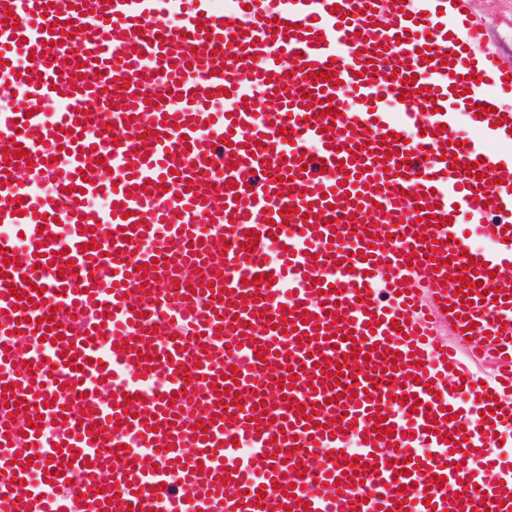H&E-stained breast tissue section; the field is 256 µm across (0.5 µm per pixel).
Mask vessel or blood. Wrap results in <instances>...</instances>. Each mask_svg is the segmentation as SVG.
Returning <instances> with one entry per match:
<instances>
[{
    "instance_id": "1",
    "label": "vessel or blood",
    "mask_w": 512,
    "mask_h": 512,
    "mask_svg": "<svg viewBox=\"0 0 512 512\" xmlns=\"http://www.w3.org/2000/svg\"><path fill=\"white\" fill-rule=\"evenodd\" d=\"M464 3L0 0V512H512V66Z\"/></svg>"
}]
</instances>
